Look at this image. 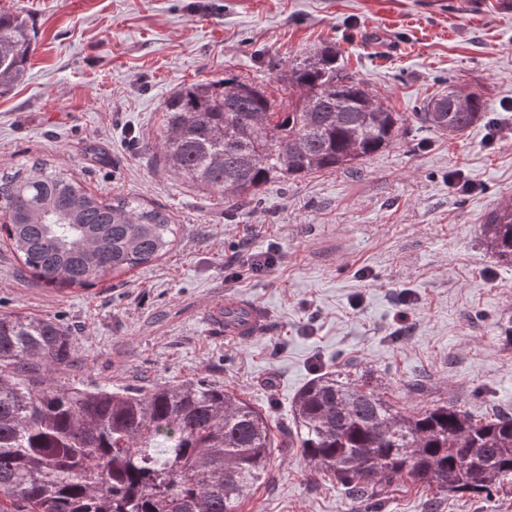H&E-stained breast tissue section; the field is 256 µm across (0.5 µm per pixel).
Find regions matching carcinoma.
<instances>
[{
	"instance_id": "cac0c4a2",
	"label": "carcinoma",
	"mask_w": 512,
	"mask_h": 512,
	"mask_svg": "<svg viewBox=\"0 0 512 512\" xmlns=\"http://www.w3.org/2000/svg\"><path fill=\"white\" fill-rule=\"evenodd\" d=\"M34 36L0 12V98L26 76ZM283 105L230 75L164 102L161 160L232 198L271 179L353 164L392 146L405 118L349 75L325 45L288 63ZM484 115L475 93L450 87L415 117L450 136ZM0 235L45 287L86 288L166 255L178 227L137 197H100L42 160L0 172ZM487 250L512 264V203L481 225ZM75 345L52 319L0 313V512H238L265 474L268 418L222 384L149 389L64 387L53 374ZM282 448L358 503L410 481L491 500L512 494V414L483 419L453 404L398 411L368 382L326 372L297 395Z\"/></svg>"
}]
</instances>
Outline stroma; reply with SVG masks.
<instances>
[{"label": "stroma", "instance_id": "stroma-1", "mask_svg": "<svg viewBox=\"0 0 512 512\" xmlns=\"http://www.w3.org/2000/svg\"><path fill=\"white\" fill-rule=\"evenodd\" d=\"M35 36L27 77L0 98V167L41 159L103 197L136 196L179 226L174 248L88 288L41 286L0 240V313L58 320L76 347L64 385H226L292 423L318 374L370 377L412 409L457 401L474 418L512 412V265L480 226L512 200V9L503 0H0ZM324 44L405 117L389 149L353 169L274 179L229 200L158 159L163 103L183 85L235 74L287 101L290 60ZM481 96L484 117L453 138L419 123L432 94ZM261 255L276 259L255 272ZM227 296L268 311L246 340L207 309ZM424 380V394L407 389ZM240 512H512L413 485L356 505L289 448Z\"/></svg>", "mask_w": 512, "mask_h": 512}]
</instances>
